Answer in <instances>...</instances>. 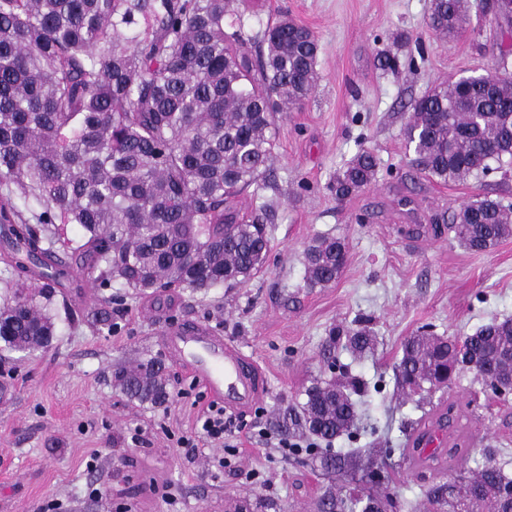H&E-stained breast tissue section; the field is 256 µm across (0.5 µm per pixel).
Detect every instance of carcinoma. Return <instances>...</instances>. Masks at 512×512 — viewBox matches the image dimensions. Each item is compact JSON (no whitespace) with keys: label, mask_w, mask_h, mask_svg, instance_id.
Masks as SVG:
<instances>
[{"label":"carcinoma","mask_w":512,"mask_h":512,"mask_svg":"<svg viewBox=\"0 0 512 512\" xmlns=\"http://www.w3.org/2000/svg\"><path fill=\"white\" fill-rule=\"evenodd\" d=\"M232 0H0V241L16 275L38 283L0 306V341L13 351L51 343L50 314L68 277L67 254L97 273L101 288L139 293L181 288L192 293L249 283L263 270L275 212L264 202L240 214L238 197L264 188L282 113L299 109L315 88L318 41L286 15L254 50L241 28L226 26ZM467 19V0H432L427 26L453 37ZM403 135L409 165L443 183L486 175L512 164V72L495 70L479 87L467 80L428 90L410 102ZM376 158L365 148L330 184L336 199L371 185ZM45 203L36 223L12 201ZM75 224L81 244L52 239ZM461 245L486 252L512 236V204L485 195L452 219L434 215ZM420 224L418 230L427 228ZM343 240L317 236L305 249L307 285L326 287L345 267ZM350 348L373 349L366 326L339 328ZM493 367L512 375V319L491 322L458 340L421 333L406 340L396 367L403 389L439 390L462 371ZM161 363L118 367L127 396L162 405ZM336 378L314 382L305 401L283 416L288 436L301 432L328 444L350 433L351 391ZM432 483L429 512H512L496 490L512 484L487 459L464 476L447 458ZM370 496L326 494L323 512H359Z\"/></svg>","instance_id":"carcinoma-1"}]
</instances>
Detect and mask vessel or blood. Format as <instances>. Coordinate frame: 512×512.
I'll use <instances>...</instances> for the list:
<instances>
[{
	"instance_id": "b4317fda",
	"label": "vessel or blood",
	"mask_w": 512,
	"mask_h": 512,
	"mask_svg": "<svg viewBox=\"0 0 512 512\" xmlns=\"http://www.w3.org/2000/svg\"><path fill=\"white\" fill-rule=\"evenodd\" d=\"M162 341L168 355L207 395L228 411L251 408L262 395L257 365L205 324L166 326Z\"/></svg>"
}]
</instances>
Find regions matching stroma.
Returning a JSON list of instances; mask_svg holds the SVG:
<instances>
[{
  "instance_id": "obj_1",
  "label": "stroma",
  "mask_w": 512,
  "mask_h": 512,
  "mask_svg": "<svg viewBox=\"0 0 512 512\" xmlns=\"http://www.w3.org/2000/svg\"><path fill=\"white\" fill-rule=\"evenodd\" d=\"M469 3L465 33L443 40L426 25L430 0H236L237 21L252 41L282 9L318 40L315 90L277 123L274 185L241 196L246 211L263 196L276 204L264 270L244 286L158 295L101 288L73 270V287L61 289L51 308V345L0 347V382L14 386L12 398L0 401V512H257L260 498L276 512H319V499L339 491L342 478L261 435L276 433L279 412L328 377L333 361L370 385L353 436L337 438L335 450L360 449L385 467L388 512H426L422 489L433 477L399 453L411 422L424 415L396 385L402 345L425 327L462 338L512 319V237L474 253L451 234L412 231L483 195L512 202V171L443 183L408 166L402 129L411 100L500 59L512 63V28L496 20L497 0ZM399 32L411 38L402 48L394 44ZM391 49L398 68L379 69L377 53ZM362 148L377 159L374 183L336 199L330 181ZM319 235L341 238L348 261L334 283L311 288L304 250ZM104 298L112 301L109 333L80 319ZM360 317L371 319L377 338L373 355L361 358L329 336ZM183 321L218 329L261 371L259 402L235 416L233 452L205 441L191 454L177 445L206 406L160 341L164 326ZM150 359L162 362L169 393L159 407L131 400L112 375L118 365ZM437 397L455 400L485 434L462 471L490 457L512 477V398L494 396L470 373Z\"/></svg>"
}]
</instances>
